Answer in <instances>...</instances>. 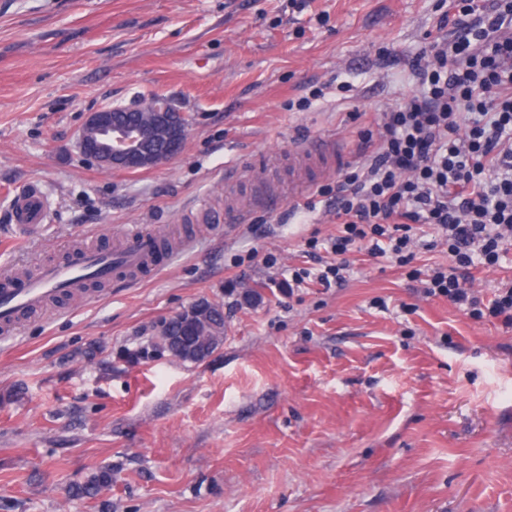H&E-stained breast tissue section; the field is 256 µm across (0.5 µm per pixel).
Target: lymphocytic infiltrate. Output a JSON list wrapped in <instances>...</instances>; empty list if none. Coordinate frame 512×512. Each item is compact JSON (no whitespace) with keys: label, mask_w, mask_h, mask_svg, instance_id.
<instances>
[{"label":"lymphocytic infiltrate","mask_w":512,"mask_h":512,"mask_svg":"<svg viewBox=\"0 0 512 512\" xmlns=\"http://www.w3.org/2000/svg\"><path fill=\"white\" fill-rule=\"evenodd\" d=\"M452 25L451 39L413 61L408 97L382 112L368 164L336 185V235L324 244L338 262L291 280L341 283L354 251L407 264L413 227L427 224L448 263L428 274L424 294L512 326V284L488 301L469 286L512 245V0L479 12L458 0Z\"/></svg>","instance_id":"f902f5d3"}]
</instances>
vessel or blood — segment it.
Returning <instances> with one entry per match:
<instances>
[{"instance_id": "1", "label": "vessel or blood", "mask_w": 512, "mask_h": 512, "mask_svg": "<svg viewBox=\"0 0 512 512\" xmlns=\"http://www.w3.org/2000/svg\"><path fill=\"white\" fill-rule=\"evenodd\" d=\"M51 211L50 197L32 183L17 195L12 220L21 230L32 231L48 221ZM154 252V237L133 234L118 251L88 249L79 263L44 266L37 277L0 289V330L10 331L22 312L43 306L49 297L72 292L89 278L109 279L123 271L154 268Z\"/></svg>"}]
</instances>
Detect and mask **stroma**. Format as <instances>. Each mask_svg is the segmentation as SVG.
<instances>
[{
    "label": "stroma",
    "mask_w": 512,
    "mask_h": 512,
    "mask_svg": "<svg viewBox=\"0 0 512 512\" xmlns=\"http://www.w3.org/2000/svg\"><path fill=\"white\" fill-rule=\"evenodd\" d=\"M306 2L0 0V276L133 229L195 241L0 340V512H99L69 490L104 465L112 512H512V328L424 295L432 229L410 267L357 254L343 285H288L336 232L321 189L364 163L455 0ZM150 96L189 119L174 159H84L86 112ZM33 181L54 212L24 237ZM201 300L224 305L209 358L127 359Z\"/></svg>",
    "instance_id": "1"
}]
</instances>
